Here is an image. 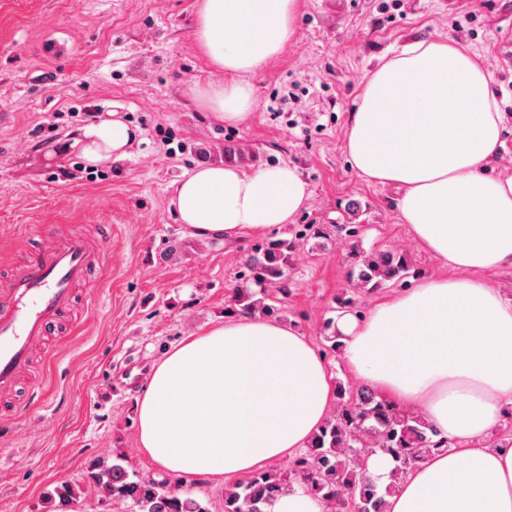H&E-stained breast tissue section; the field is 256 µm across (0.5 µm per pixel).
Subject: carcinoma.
Returning <instances> with one entry per match:
<instances>
[{
    "instance_id": "carcinoma-1",
    "label": "carcinoma",
    "mask_w": 512,
    "mask_h": 512,
    "mask_svg": "<svg viewBox=\"0 0 512 512\" xmlns=\"http://www.w3.org/2000/svg\"><path fill=\"white\" fill-rule=\"evenodd\" d=\"M291 242L268 237L251 248L243 276L246 285L233 296L234 314L274 317L281 312L276 292L288 280ZM410 265L400 251H379L350 271L355 286L368 291L405 283ZM448 440L423 418L358 384L336 383V411L326 418L307 447L283 471L261 470L224 487L223 512H267L296 483L327 506V512H385V497L429 454ZM381 451L393 458L391 483L380 487L363 461ZM95 489L131 512H210L189 492L164 483L133 480L119 463H100L90 473Z\"/></svg>"
}]
</instances>
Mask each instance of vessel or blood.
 I'll use <instances>...</instances> for the list:
<instances>
[{"instance_id":"obj_1","label":"vessel or blood","mask_w":512,"mask_h":512,"mask_svg":"<svg viewBox=\"0 0 512 512\" xmlns=\"http://www.w3.org/2000/svg\"><path fill=\"white\" fill-rule=\"evenodd\" d=\"M104 255L83 235L51 236L32 257L19 258L0 279V396H14L32 367L34 350L69 325L76 288H86L88 310L98 302L90 276Z\"/></svg>"}]
</instances>
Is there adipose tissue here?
<instances>
[{"label": "adipose tissue", "mask_w": 512, "mask_h": 512, "mask_svg": "<svg viewBox=\"0 0 512 512\" xmlns=\"http://www.w3.org/2000/svg\"><path fill=\"white\" fill-rule=\"evenodd\" d=\"M298 9L299 0H200L194 39L225 74L198 92L213 119L249 117L242 77L284 50ZM492 82L453 38L418 42L367 76L350 114L352 168L397 190L403 223L457 272L379 301L366 317L334 319L360 382L449 441L387 496V512H512V447L485 442L512 405V299L468 276L512 265V176L488 172L503 146ZM135 137L114 112L75 144L97 165L126 157ZM308 197L295 167L219 163L185 172L173 204L192 234L231 239L288 223ZM334 392L298 330L240 316L185 337L153 369L138 401L139 446L182 479L247 477L305 448Z\"/></svg>", "instance_id": "obj_1"}]
</instances>
